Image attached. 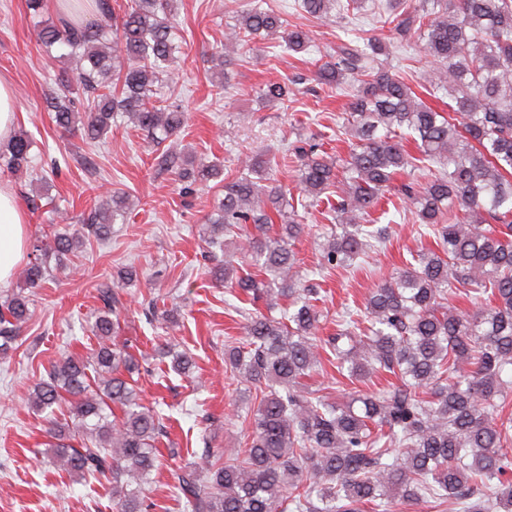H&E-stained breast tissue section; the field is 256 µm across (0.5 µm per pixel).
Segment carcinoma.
Returning <instances> with one entry per match:
<instances>
[{"label": "carcinoma", "mask_w": 512, "mask_h": 512, "mask_svg": "<svg viewBox=\"0 0 512 512\" xmlns=\"http://www.w3.org/2000/svg\"><path fill=\"white\" fill-rule=\"evenodd\" d=\"M95 2L104 24L66 17L36 23L42 48H65L71 63L59 90L45 98L46 110L56 128H77L93 140L120 112L159 147L185 123L184 113L153 99L155 85L173 75L174 0H125L115 28L108 24L112 0ZM399 5L401 12L380 20L387 32L361 48L345 41L319 66L323 86L357 83L349 114L358 142L340 170L323 150L301 152L298 184L311 207L336 189L328 213L340 232L327 239L322 260L347 268L371 241L385 240L387 228L371 230L363 221L394 177L434 165L425 182L404 189L434 247L417 249L373 288L366 321L344 316L321 338L314 289L302 282L291 248L306 228L294 198L263 184L270 161L260 154L245 162L244 173L224 179L205 237L210 279L253 301L270 296L287 305L279 318L246 317L247 339L228 350L231 372L261 388V398L244 447L180 467L176 497L184 512H391L397 498L448 501L459 512H512V0ZM299 7L319 19L335 8L347 16L362 3L300 0ZM272 36L292 53L311 47L308 32L252 0L225 33L220 65L248 42ZM391 38L421 45L432 59L435 68L420 75V87L433 96L448 91V111L426 105L403 77L377 66ZM259 94L278 101L287 88L269 83ZM409 140L418 154L405 149ZM31 147L26 133L13 134L5 148L11 172L28 169ZM220 176L206 161L178 169L187 192ZM129 211V197L115 192L87 223L36 239L23 270L26 286L46 281L49 257L67 269L65 260L87 237L111 234ZM228 240L234 251L221 261L216 252ZM236 257L258 273L239 274ZM450 292L472 309L445 306ZM99 300L91 329L97 347L85 360L55 362L30 403L47 415L49 447L69 477L110 478L116 512H149L155 503L144 485L157 468L164 417L140 402V365L114 342L124 308L119 293L106 285ZM30 316L20 291L0 302L1 352ZM325 362L351 380L383 373L396 382L335 405L298 388Z\"/></svg>", "instance_id": "carcinoma-1"}]
</instances>
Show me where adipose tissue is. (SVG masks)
Here are the masks:
<instances>
[{
    "mask_svg": "<svg viewBox=\"0 0 512 512\" xmlns=\"http://www.w3.org/2000/svg\"><path fill=\"white\" fill-rule=\"evenodd\" d=\"M26 214L9 186L0 185V284L9 280L25 253Z\"/></svg>",
    "mask_w": 512,
    "mask_h": 512,
    "instance_id": "adipose-tissue-1",
    "label": "adipose tissue"
}]
</instances>
